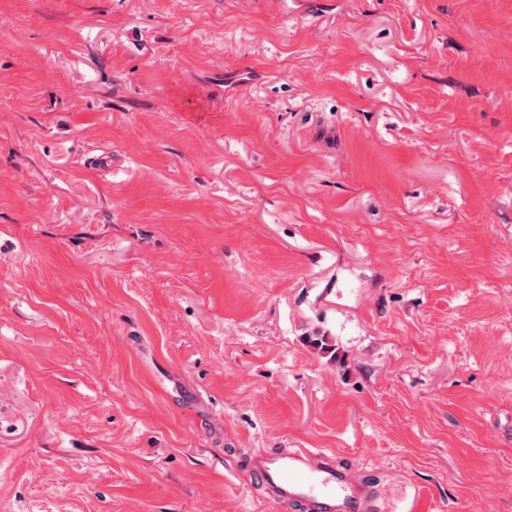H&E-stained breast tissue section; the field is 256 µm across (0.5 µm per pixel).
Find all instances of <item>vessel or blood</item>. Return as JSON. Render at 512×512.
<instances>
[{"instance_id":"1","label":"vessel or blood","mask_w":512,"mask_h":512,"mask_svg":"<svg viewBox=\"0 0 512 512\" xmlns=\"http://www.w3.org/2000/svg\"><path fill=\"white\" fill-rule=\"evenodd\" d=\"M251 475L273 490L282 507L304 512H368L374 494L362 474L337 467L333 451L295 448L283 453H256L249 461Z\"/></svg>"}]
</instances>
